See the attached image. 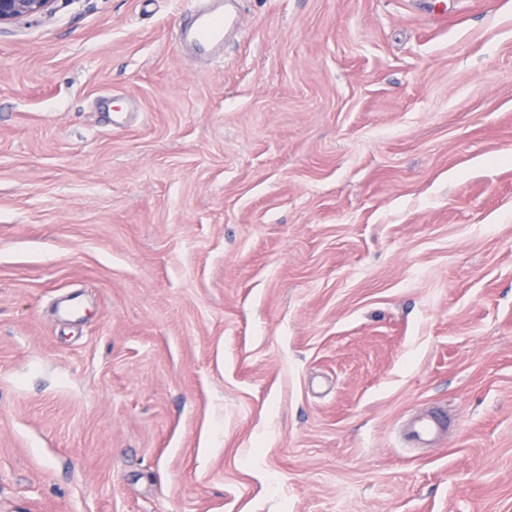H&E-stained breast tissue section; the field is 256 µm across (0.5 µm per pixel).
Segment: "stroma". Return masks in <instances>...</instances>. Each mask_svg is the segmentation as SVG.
Masks as SVG:
<instances>
[{"label": "stroma", "instance_id": "obj_1", "mask_svg": "<svg viewBox=\"0 0 512 512\" xmlns=\"http://www.w3.org/2000/svg\"><path fill=\"white\" fill-rule=\"evenodd\" d=\"M187 9L0 27V512H512V0ZM230 0H204L188 25L175 33L177 43L194 56L217 58L224 49L227 32L238 27V15L225 8ZM448 415L442 410L428 412L408 424L407 439L416 447L440 444L448 432Z\"/></svg>", "mask_w": 512, "mask_h": 512}]
</instances>
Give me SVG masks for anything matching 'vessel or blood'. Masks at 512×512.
Returning <instances> with one entry per match:
<instances>
[{
  "instance_id": "obj_1",
  "label": "vessel or blood",
  "mask_w": 512,
  "mask_h": 512,
  "mask_svg": "<svg viewBox=\"0 0 512 512\" xmlns=\"http://www.w3.org/2000/svg\"><path fill=\"white\" fill-rule=\"evenodd\" d=\"M227 0H208L192 15L188 25L175 33L177 43L194 56L215 58L224 48L227 32L238 26L236 13L226 9ZM448 416L435 410L412 419L408 424L407 439L417 447L440 444L448 432Z\"/></svg>"
}]
</instances>
